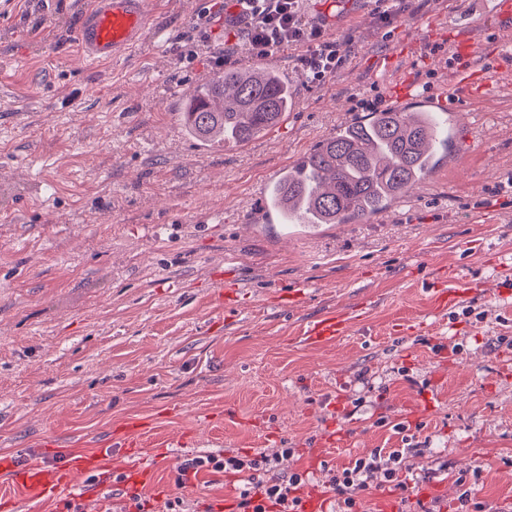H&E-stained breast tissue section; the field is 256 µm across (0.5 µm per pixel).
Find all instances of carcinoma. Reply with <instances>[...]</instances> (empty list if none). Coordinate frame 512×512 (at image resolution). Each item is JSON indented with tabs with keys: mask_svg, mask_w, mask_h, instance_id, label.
Masks as SVG:
<instances>
[{
	"mask_svg": "<svg viewBox=\"0 0 512 512\" xmlns=\"http://www.w3.org/2000/svg\"><path fill=\"white\" fill-rule=\"evenodd\" d=\"M290 104L288 79L273 67L226 66L193 90L181 112L199 141L245 144L274 129ZM448 127L434 114L373 112L323 141L282 173L270 205L289 224L364 222L409 192L438 164Z\"/></svg>",
	"mask_w": 512,
	"mask_h": 512,
	"instance_id": "1",
	"label": "carcinoma"
}]
</instances>
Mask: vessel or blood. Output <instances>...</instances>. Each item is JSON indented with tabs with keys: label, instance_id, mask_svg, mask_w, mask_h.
I'll return each instance as SVG.
<instances>
[{
	"label": "vessel or blood",
	"instance_id": "b4317fda",
	"mask_svg": "<svg viewBox=\"0 0 512 512\" xmlns=\"http://www.w3.org/2000/svg\"><path fill=\"white\" fill-rule=\"evenodd\" d=\"M147 13L145 0H92L84 25L77 32L78 46L89 64L112 58L120 50L137 45L145 32ZM455 84L473 91L485 86L488 73L484 70L459 66L454 70ZM346 321L341 316H329L313 323L309 331L312 341L342 335ZM105 453L94 457H69L64 467L51 468L42 464L12 465L15 480L26 496H80L84 489L79 481L100 462Z\"/></svg>",
	"mask_w": 512,
	"mask_h": 512
}]
</instances>
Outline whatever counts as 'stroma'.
Segmentation results:
<instances>
[{"instance_id":"obj_1","label":"stroma","mask_w":512,"mask_h":512,"mask_svg":"<svg viewBox=\"0 0 512 512\" xmlns=\"http://www.w3.org/2000/svg\"><path fill=\"white\" fill-rule=\"evenodd\" d=\"M472 2L401 0L387 32L369 0H304L348 42L344 67L313 84L284 48L267 59L288 75L284 120L205 145L180 112L224 27L190 64L178 40L215 0H146L141 42L94 66L76 44L90 0H0V460L103 451L95 512L135 493L226 512L236 477L178 487L180 466L290 448L281 472L336 512L331 471L410 435L408 490L355 488L359 512H512V21ZM459 22L501 73L460 99L438 167L364 224L267 220L269 186L364 120L361 101L451 87ZM330 313L346 334L309 340ZM129 433L152 470L132 491L113 446Z\"/></svg>"}]
</instances>
